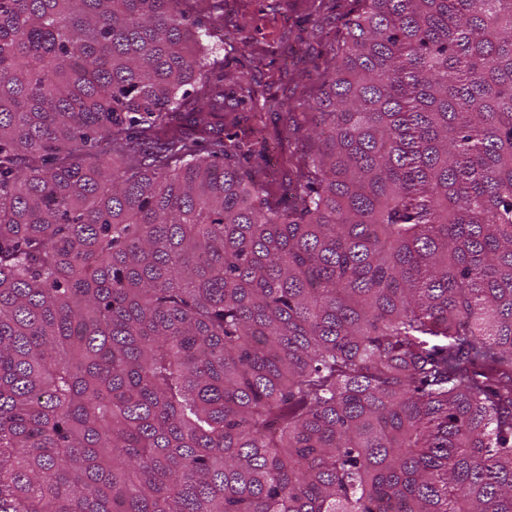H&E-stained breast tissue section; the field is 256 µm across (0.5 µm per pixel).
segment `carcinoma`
Listing matches in <instances>:
<instances>
[{"label":"carcinoma","mask_w":512,"mask_h":512,"mask_svg":"<svg viewBox=\"0 0 512 512\" xmlns=\"http://www.w3.org/2000/svg\"><path fill=\"white\" fill-rule=\"evenodd\" d=\"M204 2L0 0V512H512V0H352L288 207Z\"/></svg>","instance_id":"1"}]
</instances>
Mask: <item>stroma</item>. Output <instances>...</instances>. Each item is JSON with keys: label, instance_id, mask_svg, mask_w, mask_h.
<instances>
[{"label": "stroma", "instance_id": "stroma-1", "mask_svg": "<svg viewBox=\"0 0 512 512\" xmlns=\"http://www.w3.org/2000/svg\"><path fill=\"white\" fill-rule=\"evenodd\" d=\"M348 9L349 0H221L225 132L249 138L253 110L243 103L247 97L276 100V108L262 113L272 137L303 112L315 67Z\"/></svg>", "mask_w": 512, "mask_h": 512}]
</instances>
